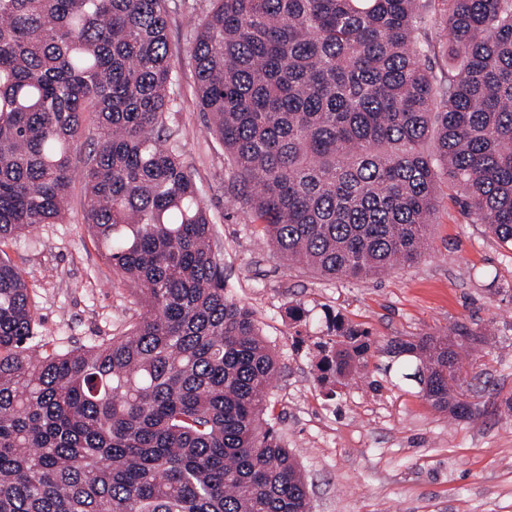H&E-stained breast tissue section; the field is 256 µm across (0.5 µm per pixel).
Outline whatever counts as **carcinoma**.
Segmentation results:
<instances>
[{
	"mask_svg": "<svg viewBox=\"0 0 512 512\" xmlns=\"http://www.w3.org/2000/svg\"><path fill=\"white\" fill-rule=\"evenodd\" d=\"M188 65L234 203L288 262L364 279L420 258L442 182L512 246V0H209ZM457 65L437 66L439 49ZM167 0H0V512H311L268 422L278 362L224 262L168 112ZM82 220L137 285L130 334L32 349L37 308L1 246L58 224L81 153ZM318 381L373 345L331 319ZM477 336L394 339L397 383L448 410Z\"/></svg>",
	"mask_w": 512,
	"mask_h": 512,
	"instance_id": "obj_1",
	"label": "carcinoma"
}]
</instances>
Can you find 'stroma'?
I'll return each instance as SVG.
<instances>
[{
	"instance_id": "1",
	"label": "stroma",
	"mask_w": 512,
	"mask_h": 512,
	"mask_svg": "<svg viewBox=\"0 0 512 512\" xmlns=\"http://www.w3.org/2000/svg\"><path fill=\"white\" fill-rule=\"evenodd\" d=\"M168 125L203 190L226 292L255 311L277 354L271 423L304 470L312 512H512V249L471 223L446 188L417 262L369 279L289 267L225 190L230 161L208 133L190 66L180 70ZM84 195L74 178L66 222L39 225L7 248L37 307L35 342L64 349L124 335L138 315L131 283L81 222ZM296 304L304 322L288 316ZM332 314L368 330L373 346L331 396L316 363L318 343L335 336ZM456 323L490 337L458 372L473 404L466 418L396 385L382 352L389 340Z\"/></svg>"
}]
</instances>
